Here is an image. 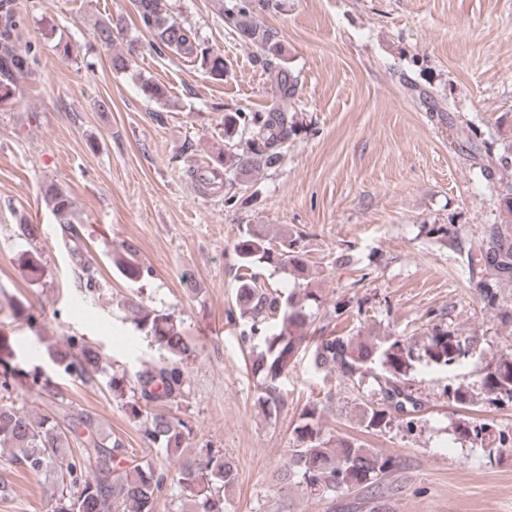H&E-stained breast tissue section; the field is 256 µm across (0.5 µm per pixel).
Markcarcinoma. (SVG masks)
I'll use <instances>...</instances> for the list:
<instances>
[{"label": "carcinoma", "mask_w": 512, "mask_h": 512, "mask_svg": "<svg viewBox=\"0 0 512 512\" xmlns=\"http://www.w3.org/2000/svg\"><path fill=\"white\" fill-rule=\"evenodd\" d=\"M140 25L150 37L149 46L158 54L172 52L191 62H199L213 78H224V54L202 47L197 34L171 13L168 0H133ZM281 8L280 0H219L218 10L224 25L238 38L255 48L256 62L274 84L273 104L261 112L224 113V148L213 154L206 170L190 175L202 188L218 190L226 181H243L253 174L276 169L283 162L288 141L298 134L299 124L292 102L297 82L285 66L282 45L262 26L257 17ZM19 19L12 5L0 2V76L13 80L28 73L36 63L30 51L15 50L13 42ZM457 140L467 155L480 161L488 176L495 170L512 166V144L500 155L482 148L476 141L477 129L470 123L456 130ZM47 204L60 224L64 238L74 237V202L62 189L46 190ZM132 247L113 254L112 262L124 278L138 282L149 274L131 258ZM234 252L238 259L236 304L240 315L251 320L246 340L258 339L261 350L251 359L250 370L260 378L256 403L264 409L278 407L283 401L281 380L306 342L310 315L308 309L322 305L314 288L302 289L303 295L281 299L259 280L257 269L274 266L294 273L300 279H312L308 244L303 235L292 232L270 238L248 224L240 231ZM72 255L89 292L99 287L91 261L78 249ZM471 284L483 308L497 312L506 326H512V303L505 300L501 288L512 282V187L503 194L502 220L479 237L468 240L466 251ZM129 320L137 331L152 338L165 351L164 361L147 364L126 377H112V396L122 403L127 416L138 425L146 443L162 448L169 455H181L190 435L187 424L170 409L179 407L188 386L185 362L195 346L184 336L182 321L163 310H148L130 300L126 304ZM479 337L460 332L441 321L423 332L420 347L399 336L380 341L354 336H319L311 344L310 362L316 371L334 372L346 382L362 384L372 376L377 386L359 403L365 428L382 430L398 421L408 432L414 430L413 413L417 400L407 392L405 383L416 363L439 368H456L473 357ZM13 348L0 336V447L8 448L12 458L31 474L42 475L59 465L62 489L50 497L47 512H155V506L167 490L175 487L180 499L179 512H227L226 492L238 479L234 461L221 451H207L200 457L185 458L174 472L151 463L123 465L126 452L120 440L109 441L98 433V420L87 412L77 417L67 412L64 395L56 381L27 355L14 362ZM56 373L70 379L88 381L102 369L99 352L82 337L69 336L57 347L48 348ZM17 388L38 396L47 395L59 406V415L31 416L10 401ZM448 402H483L501 406L512 404V354H502L483 369L479 384H450L445 388ZM169 408L160 412L157 407ZM460 438L488 453L500 456L512 451V436L490 422L462 419L456 426ZM86 434L83 448L70 451L69 436ZM396 467V461L351 438L336 442L323 435L321 412L317 406L305 408L292 434V448L281 470V489L293 484L307 497L321 501L334 499L351 490H359L375 499L389 491L384 479Z\"/></svg>", "instance_id": "cac0c4a2"}]
</instances>
